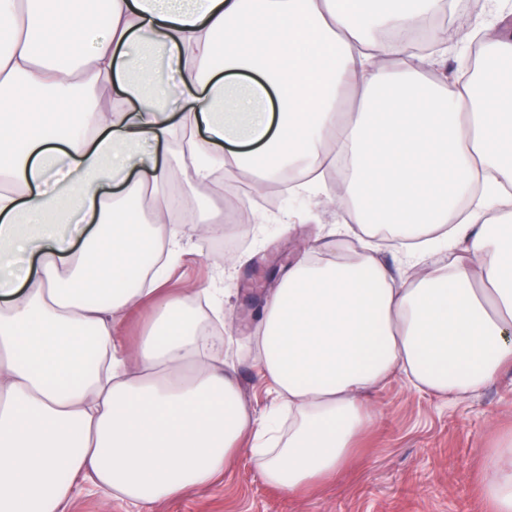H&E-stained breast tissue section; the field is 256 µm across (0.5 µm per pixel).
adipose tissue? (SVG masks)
Returning a JSON list of instances; mask_svg holds the SVG:
<instances>
[{
    "label": "adipose tissue",
    "mask_w": 512,
    "mask_h": 512,
    "mask_svg": "<svg viewBox=\"0 0 512 512\" xmlns=\"http://www.w3.org/2000/svg\"><path fill=\"white\" fill-rule=\"evenodd\" d=\"M456 14V0H0V512H61L89 477L150 512L245 452L300 494L346 465L394 373L450 401L512 366V38L470 21L482 82L428 80L448 51L410 34ZM181 157L211 186L252 161L265 190L307 169L289 193L369 220L337 227L266 303L255 342L287 427L252 413L201 293L166 296L143 268L153 240L180 247L154 222ZM145 190L149 224L130 207ZM149 298L161 312L124 343ZM482 484L512 512V438Z\"/></svg>",
    "instance_id": "ef3b65f1"
}]
</instances>
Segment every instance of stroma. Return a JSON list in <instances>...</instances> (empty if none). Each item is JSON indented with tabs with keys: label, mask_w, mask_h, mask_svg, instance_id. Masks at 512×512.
Wrapping results in <instances>:
<instances>
[{
	"label": "stroma",
	"mask_w": 512,
	"mask_h": 512,
	"mask_svg": "<svg viewBox=\"0 0 512 512\" xmlns=\"http://www.w3.org/2000/svg\"><path fill=\"white\" fill-rule=\"evenodd\" d=\"M270 219L255 224L235 211L223 235L198 236L182 228L178 255L166 288L224 291V357L233 363L244 398L266 418L278 405L249 347L273 288L313 240H327L337 225L352 222L354 209L337 211L312 194L287 195L271 205ZM302 221L288 231L289 217ZM244 233L247 244L230 249L228 236ZM379 421L359 442L350 468L313 490L287 495L267 486L247 457H239L208 488L158 504L154 512H491L480 485L484 458L512 435V369L489 388L453 402L409 388L393 377L371 397ZM65 512H135L84 481Z\"/></svg>",
	"instance_id": "1"
}]
</instances>
